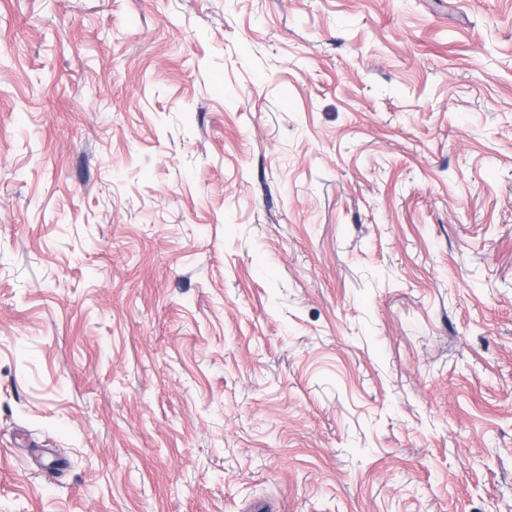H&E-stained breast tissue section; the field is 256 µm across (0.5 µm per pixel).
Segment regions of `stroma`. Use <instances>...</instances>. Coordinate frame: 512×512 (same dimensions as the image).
Returning a JSON list of instances; mask_svg holds the SVG:
<instances>
[{"label": "stroma", "instance_id": "1", "mask_svg": "<svg viewBox=\"0 0 512 512\" xmlns=\"http://www.w3.org/2000/svg\"><path fill=\"white\" fill-rule=\"evenodd\" d=\"M512 512V0H0V512Z\"/></svg>", "mask_w": 512, "mask_h": 512}]
</instances>
